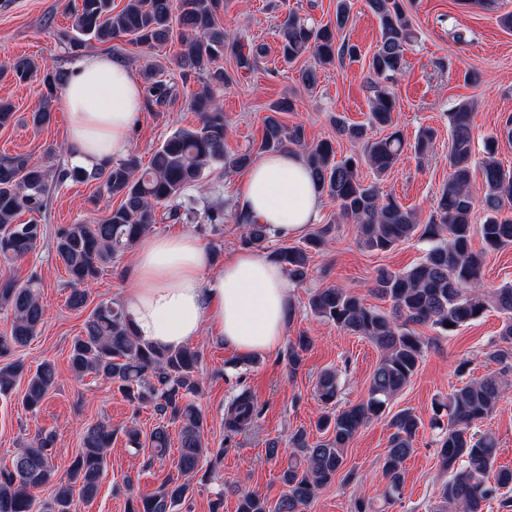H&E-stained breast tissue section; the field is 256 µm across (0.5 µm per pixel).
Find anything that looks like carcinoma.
I'll use <instances>...</instances> for the list:
<instances>
[{
  "label": "carcinoma",
  "mask_w": 512,
  "mask_h": 512,
  "mask_svg": "<svg viewBox=\"0 0 512 512\" xmlns=\"http://www.w3.org/2000/svg\"><path fill=\"white\" fill-rule=\"evenodd\" d=\"M378 19L381 40L369 67L376 79L371 85L369 123L388 130L373 140L362 125L337 124L338 133L362 144V152L336 159L328 140L306 143L304 129L285 127L277 117L293 110V103H274L264 119L261 140L251 148L228 156L224 154L227 123L216 92L228 78L215 65L226 48L224 26L219 22L224 0H126L120 10L112 0H73L69 9L72 30L57 32V40L70 56L78 55L87 40L106 43L129 38L136 46L152 48L163 44L179 31L184 51L177 62L182 74H192L197 89L188 105L199 114V125L174 130L154 150L147 166L131 154L108 162L92 172L78 167L44 166L19 154L0 159V262L12 264L24 259L43 238V225L36 219L17 222L23 211L42 213L52 186L70 180L92 178L120 204L102 219L60 228L52 243L56 257L69 276L68 306L79 310L88 301L87 287L131 244L157 224L159 208L168 209V218L182 215L174 202L185 189L198 182L210 166L222 163L233 171H243L255 156L302 149L301 155L319 192L331 197L339 215L356 226L357 244L370 252H387L415 234L431 243L423 259L407 270L381 269L372 291L392 304L391 314L366 305L357 295L338 287L317 288L308 297L310 312L317 318L373 342L382 352L367 388L359 402L339 410L332 408L340 391L336 372H323L315 393L331 409L316 420V429L326 438L313 444L306 432L294 431L288 438L291 453L280 473L285 487L276 502L257 493L246 492L238 499L237 512H303L317 490L336 479L345 461V450L359 429L369 420L386 413L390 402L416 374L427 345L425 337L411 329L428 325L442 334L451 333L479 319L489 307L505 315L500 341L512 344V283L491 292L482 289L481 270L486 254L512 245V215L502 214L512 203V169L497 158L498 138L484 142L482 157L475 158L472 138V112L465 105L448 114L449 172L436 198V206L426 223H420L415 210L402 205L395 196L380 190V181L398 163L405 139L394 119L397 99L390 86L404 63L410 41L411 20L404 0H366ZM351 0H337L335 20L319 27L290 14L282 27V55L290 63L309 54L318 64L328 65L338 58H353L357 48L339 39L350 19ZM15 78L24 82L38 71L29 58L11 63ZM144 103L150 111L168 106L175 97L174 86L150 67L142 72ZM68 79V69L55 63L43 68L42 105L32 113V123L43 127L52 121L51 102ZM367 164L374 179L367 182L359 169ZM480 164L481 193L473 191L471 171ZM488 212L484 223L474 229L472 213L477 204ZM231 220L241 230V243L258 247L268 238L266 225L256 222L244 207L225 212L224 206L208 208L204 223L216 229ZM333 221L315 229L297 246L281 245L269 258L280 264L291 283L301 285L309 277L311 252L329 242ZM482 247L472 248L474 233ZM40 282L36 275L19 281L0 278V308L12 311L10 328L0 333V395L12 393L24 365L13 359L42 325L45 309L40 302ZM309 338L299 337L288 345L286 357L292 370L302 363L301 351ZM70 368L78 378L88 375L104 379L134 406L150 407L168 420L152 429L148 441L136 425L126 429L134 448L148 447L151 455L163 458L171 445L168 425L178 426V478L165 480L157 491L142 495L127 483V512H176L192 497L189 477L210 473L223 454L204 440V416L192 400L200 389V353L192 347L159 350L139 339L125 315L123 306L111 300L99 302L87 316L83 331L72 341ZM57 385L54 365L43 362L27 374L22 404L33 412ZM506 385L488 373L448 392L447 401L435 405L431 426L443 431L438 457L448 480L438 488L429 512H481L482 503L495 500L503 512H512V470H494L498 452L495 434L477 426L495 412L504 399ZM447 422L441 424L442 411ZM257 411L247 392L229 405L225 429L238 432L254 422ZM393 433L390 448L382 461L386 479L383 500L389 504L402 493L403 464L411 455L423 422L410 409L397 411L389 421ZM56 435L38 433L33 445L21 449L10 466L0 469V512H78L81 503L92 501L106 467V452L112 445V428L102 422L87 426L81 448L65 475L56 477L53 448ZM51 486V498L37 500L36 492Z\"/></svg>",
  "instance_id": "obj_1"
}]
</instances>
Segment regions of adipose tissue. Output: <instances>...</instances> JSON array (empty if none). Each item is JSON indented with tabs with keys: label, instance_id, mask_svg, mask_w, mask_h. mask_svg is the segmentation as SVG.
I'll list each match as a JSON object with an SVG mask.
<instances>
[{
	"label": "adipose tissue",
	"instance_id": "adipose-tissue-1",
	"mask_svg": "<svg viewBox=\"0 0 512 512\" xmlns=\"http://www.w3.org/2000/svg\"><path fill=\"white\" fill-rule=\"evenodd\" d=\"M63 103L68 148L78 163L95 167L129 151L142 91L125 62L105 52L86 55L70 68ZM239 196L278 239L315 223L322 208L307 166L292 150L256 161ZM211 263V251L192 233L143 237L124 301L136 335L163 349L186 346L207 332L247 357L277 350L291 309L286 272L250 250L227 259L213 276Z\"/></svg>",
	"mask_w": 512,
	"mask_h": 512
}]
</instances>
